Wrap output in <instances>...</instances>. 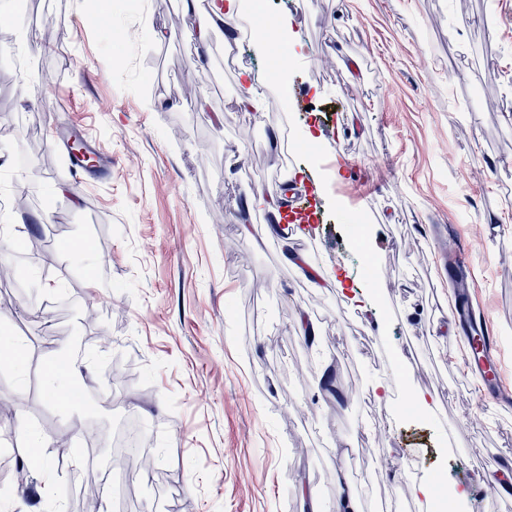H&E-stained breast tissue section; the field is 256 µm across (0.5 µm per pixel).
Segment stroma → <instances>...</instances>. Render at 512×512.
I'll return each instance as SVG.
<instances>
[{"instance_id":"stroma-1","label":"stroma","mask_w":512,"mask_h":512,"mask_svg":"<svg viewBox=\"0 0 512 512\" xmlns=\"http://www.w3.org/2000/svg\"><path fill=\"white\" fill-rule=\"evenodd\" d=\"M89 2L0 0L15 16L0 26L14 124L0 130V260L15 270L0 338L26 355L0 366V512H301L309 488L329 508L339 459L360 512H426L402 485L471 488L512 457V404L483 399L465 369L431 237L446 224L467 249L512 388V0H266L288 26L284 84L244 14L203 46L182 0H110L93 20ZM250 67L258 115L237 109ZM67 122L111 155L110 177L70 173L44 134ZM327 125L322 168L306 147ZM300 172L322 191V223L298 230L315 238L308 258L367 312L299 276L247 201L283 198ZM83 238L73 259L65 245ZM303 313L321 354L296 330ZM100 334L111 346L59 401L46 360ZM379 376L381 405L367 392ZM410 386L433 394L432 414L401 405ZM132 414L162 456L149 481L85 435Z\"/></svg>"}]
</instances>
